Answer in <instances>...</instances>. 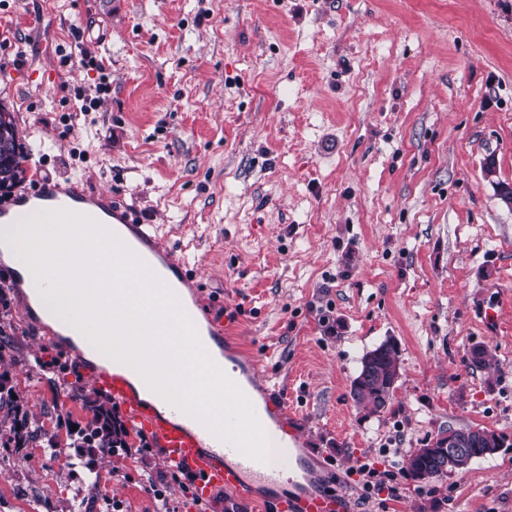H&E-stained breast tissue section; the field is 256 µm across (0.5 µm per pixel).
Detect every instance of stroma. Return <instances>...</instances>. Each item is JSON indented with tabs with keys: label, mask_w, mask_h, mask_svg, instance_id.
<instances>
[{
	"label": "stroma",
	"mask_w": 512,
	"mask_h": 512,
	"mask_svg": "<svg viewBox=\"0 0 512 512\" xmlns=\"http://www.w3.org/2000/svg\"><path fill=\"white\" fill-rule=\"evenodd\" d=\"M0 107L26 156L5 200L49 178L156 225L353 498L356 461L449 427L501 435L357 512H512V0H0ZM25 307L0 289V387L41 436L0 447V512H255L174 482L158 501L159 455L83 447L113 401ZM389 337L400 378L374 414L350 385Z\"/></svg>",
	"instance_id": "obj_1"
}]
</instances>
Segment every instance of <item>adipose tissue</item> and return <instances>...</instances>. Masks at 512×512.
<instances>
[{
	"instance_id": "1",
	"label": "adipose tissue",
	"mask_w": 512,
	"mask_h": 512,
	"mask_svg": "<svg viewBox=\"0 0 512 512\" xmlns=\"http://www.w3.org/2000/svg\"><path fill=\"white\" fill-rule=\"evenodd\" d=\"M0 263L16 271L35 315L68 338L91 362L118 368L139 397L158 412L176 401L223 426L225 380L234 363L198 324L189 294L142 276L140 263L112 236L111 225L91 236H61L52 224L0 220ZM83 306L85 320L70 321ZM123 324L114 335L113 320Z\"/></svg>"
}]
</instances>
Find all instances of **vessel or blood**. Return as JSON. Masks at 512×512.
<instances>
[{"mask_svg":"<svg viewBox=\"0 0 512 512\" xmlns=\"http://www.w3.org/2000/svg\"><path fill=\"white\" fill-rule=\"evenodd\" d=\"M11 217L16 224H55L68 233L76 224H94L107 219L125 225L138 243L146 247L161 263L168 276L187 282L188 266L159 247L154 235L138 224L133 212L116 204L108 193H89L75 185L41 182L31 198L0 207V219ZM224 305L215 302L203 308L209 322V336L222 343L230 334L231 323L224 318ZM94 379L118 403L136 429L152 437L162 458L171 464L188 468L195 476V495L209 500L219 489L236 491L253 497L258 505L273 504L276 512H353V498L348 490L306 487L290 495H282L280 481L285 472L299 465L314 468L296 432L288 440L272 446L251 445V432L241 421L228 419L224 427L209 428L204 415H197V428L191 429L144 405L128 379L119 372H100ZM211 429L223 446L222 452L205 448L199 432Z\"/></svg>","mask_w":512,"mask_h":512,"instance_id":"1","label":"vessel or blood"}]
</instances>
